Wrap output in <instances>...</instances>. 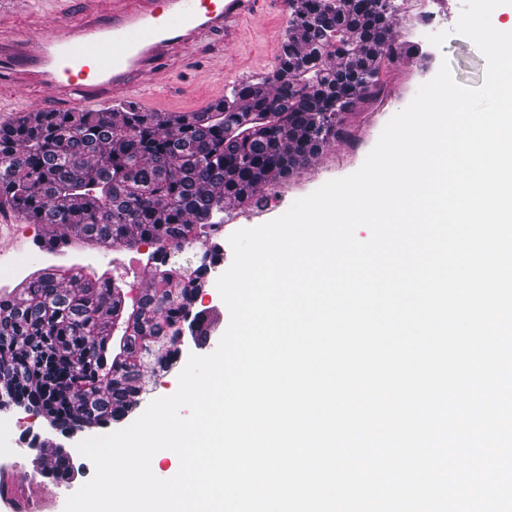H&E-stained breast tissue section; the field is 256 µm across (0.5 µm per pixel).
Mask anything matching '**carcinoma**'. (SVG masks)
I'll return each instance as SVG.
<instances>
[{
  "instance_id": "obj_1",
  "label": "carcinoma",
  "mask_w": 512,
  "mask_h": 512,
  "mask_svg": "<svg viewBox=\"0 0 512 512\" xmlns=\"http://www.w3.org/2000/svg\"><path fill=\"white\" fill-rule=\"evenodd\" d=\"M277 67L206 112H31L0 124V208L59 231L49 251L123 244L145 254L149 287L126 302L122 280L83 266L38 269L0 288V386L42 400L68 372L74 392L51 404L65 431L118 421L139 403L144 367L166 372L215 244L189 249L224 224V205L258 207L257 192L288 180L335 141L343 118L371 98L381 67L421 44L395 46L390 0H289Z\"/></svg>"
}]
</instances>
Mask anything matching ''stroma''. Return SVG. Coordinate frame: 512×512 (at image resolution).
Segmentation results:
<instances>
[{
	"instance_id": "stroma-1",
	"label": "stroma",
	"mask_w": 512,
	"mask_h": 512,
	"mask_svg": "<svg viewBox=\"0 0 512 512\" xmlns=\"http://www.w3.org/2000/svg\"><path fill=\"white\" fill-rule=\"evenodd\" d=\"M289 13L288 0H270L262 15L244 20L242 42L237 48L226 52L221 63H208L200 50L190 51L179 77L167 88L170 98L182 105L208 100L228 68L236 70L247 82L267 76L277 64ZM433 32V27L427 26L417 36L423 50L430 55L427 65H419L415 59L404 55L382 69L380 94L349 112L346 135L312 158L288 182L274 188H264L262 209L231 207L225 211L224 231L216 238L224 251V258L210 273V284L195 304L196 310L201 311L205 318L204 328L208 336L204 339L197 335L184 336L179 344V357L171 369L167 373L149 377L147 392L141 396L139 408L133 409L127 418L120 421L85 427L73 433L61 432L52 427L45 417L32 414L25 408L15 405L5 408V415L19 425L15 446L21 456L19 474L23 479L38 478L42 483L50 485L53 495L60 500H67L68 496L94 475V466L78 451V443L131 425L140 416L142 407L176 392L178 376L189 355H208L216 349L230 321L229 310L216 282L233 261L229 238L235 231L254 228L274 220L283 215L297 199L311 194L328 181L357 171L377 143L389 119L412 101L418 88L437 74L442 62H449L458 83L470 87L482 85L486 61L476 45L467 37L453 33L448 36L443 47L438 48L428 40ZM49 231L48 225L20 221L0 226V264L7 266L19 262L27 272L40 265L80 264L97 270L113 268L124 280V291L128 298L138 297L146 282L141 253L118 245L96 248L80 244L53 253L39 251L34 240L47 235ZM58 448L69 452L76 474L73 479L57 484L48 476L47 471L54 461V451Z\"/></svg>"
}]
</instances>
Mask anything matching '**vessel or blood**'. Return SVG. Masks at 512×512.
<instances>
[{
	"instance_id": "b4317fda",
	"label": "vessel or blood",
	"mask_w": 512,
	"mask_h": 512,
	"mask_svg": "<svg viewBox=\"0 0 512 512\" xmlns=\"http://www.w3.org/2000/svg\"><path fill=\"white\" fill-rule=\"evenodd\" d=\"M21 0H0V70L12 92L0 112L27 116L31 109L70 107L100 112L117 102L144 112H171L166 94L169 66L191 49L211 47L223 55L241 38V24L256 17L259 0H76L78 22L65 19L67 0H37L28 30L15 24ZM39 96L30 106L28 93ZM5 501L24 512L21 480L5 477Z\"/></svg>"
}]
</instances>
